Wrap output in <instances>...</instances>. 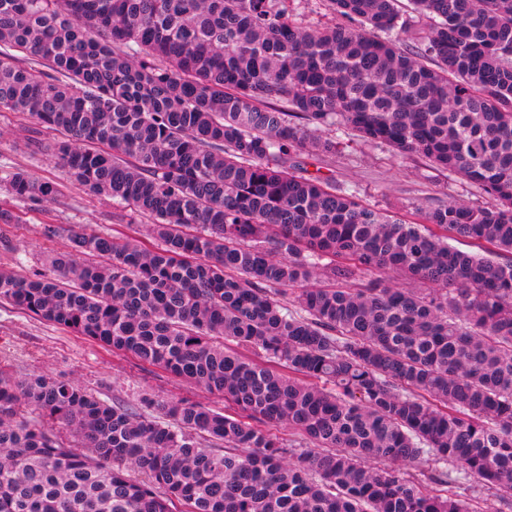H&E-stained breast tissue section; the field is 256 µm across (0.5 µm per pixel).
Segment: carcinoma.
<instances>
[{
    "label": "carcinoma",
    "instance_id": "cac0c4a2",
    "mask_svg": "<svg viewBox=\"0 0 512 512\" xmlns=\"http://www.w3.org/2000/svg\"><path fill=\"white\" fill-rule=\"evenodd\" d=\"M290 2L0 0V110L64 135L71 180L147 223L69 230L48 270L1 267L0 299L228 407L147 399L145 415L0 369V512L512 502V0H326L345 22L321 27ZM336 125L488 202L408 222L286 166L336 151L314 135ZM9 186L60 194L24 171Z\"/></svg>",
    "mask_w": 512,
    "mask_h": 512
}]
</instances>
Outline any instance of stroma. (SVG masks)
I'll return each mask as SVG.
<instances>
[{"mask_svg":"<svg viewBox=\"0 0 512 512\" xmlns=\"http://www.w3.org/2000/svg\"><path fill=\"white\" fill-rule=\"evenodd\" d=\"M58 138V133L22 113L0 111V209L12 214L11 221L0 220V266L26 275L48 269L51 255L70 252V228L103 231L120 222L128 235L145 231L130 208L88 195L70 182L53 155ZM336 139L340 143L336 153L308 150L289 161L305 175L353 189L364 204L409 220L451 200H485L462 177L419 156L398 154L347 131H337ZM19 170L59 183L60 195L48 203L13 198L8 180ZM0 368L16 379L33 373L65 378L110 404L136 407L145 398H183L217 409L224 406L221 396L108 353L4 300H0Z\"/></svg>","mask_w":512,"mask_h":512,"instance_id":"1","label":"stroma"}]
</instances>
